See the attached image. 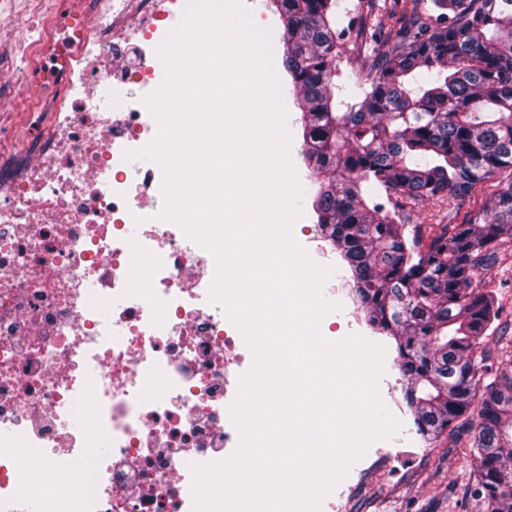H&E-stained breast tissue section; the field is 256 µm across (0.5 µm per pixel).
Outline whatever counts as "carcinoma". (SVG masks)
I'll return each mask as SVG.
<instances>
[{
    "label": "carcinoma",
    "instance_id": "1",
    "mask_svg": "<svg viewBox=\"0 0 512 512\" xmlns=\"http://www.w3.org/2000/svg\"><path fill=\"white\" fill-rule=\"evenodd\" d=\"M407 0L384 9L367 36L363 97L336 111L337 0H274L283 66L303 112L312 210L349 267L369 325L392 337L404 400L420 434L436 437L469 412L482 371L476 347L491 301L474 271L499 261L512 237V0ZM505 173L482 213L441 224L426 249L371 191L443 202ZM474 435V512H512V362L486 385Z\"/></svg>",
    "mask_w": 512,
    "mask_h": 512
}]
</instances>
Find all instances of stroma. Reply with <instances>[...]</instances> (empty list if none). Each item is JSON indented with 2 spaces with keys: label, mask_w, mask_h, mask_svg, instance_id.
Wrapping results in <instances>:
<instances>
[{
  "label": "stroma",
  "mask_w": 512,
  "mask_h": 512,
  "mask_svg": "<svg viewBox=\"0 0 512 512\" xmlns=\"http://www.w3.org/2000/svg\"><path fill=\"white\" fill-rule=\"evenodd\" d=\"M369 0H339L336 28L341 31L340 76L336 98L355 100L360 89L352 74L360 73L367 60V48L357 35L358 28L369 20ZM498 177H491L481 191L460 200L455 209L424 200L389 198L387 209L400 216L401 223L419 226L421 243H428L432 230L440 224H463L481 210L486 198L497 189ZM303 202V216L293 226V236L317 263L339 260L340 255L328 240L320 239L316 217L310 207L311 197ZM501 262L477 272L474 286L487 293L494 320L480 340L479 351L491 363L512 359V239L498 241ZM322 335L340 341L359 335L379 343L386 349L385 374L390 385L380 386L381 399L402 397L404 380L397 366L395 343L374 332L363 310L354 315L333 311L320 323ZM399 440L373 443L322 503L321 512H467L466 491L472 484L471 427L477 426V409L459 419L454 431L425 438L417 433L414 419L407 406H400Z\"/></svg>",
  "instance_id": "obj_1"
}]
</instances>
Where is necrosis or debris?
Here are the masks:
<instances>
[{
  "mask_svg": "<svg viewBox=\"0 0 512 512\" xmlns=\"http://www.w3.org/2000/svg\"><path fill=\"white\" fill-rule=\"evenodd\" d=\"M187 2L6 16L38 99L0 175V512H192L189 463L239 444L252 352L208 300L213 256L157 217L161 168L124 157L154 137L142 99Z\"/></svg>",
  "mask_w": 512,
  "mask_h": 512,
  "instance_id": "1",
  "label": "necrosis or debris"
}]
</instances>
